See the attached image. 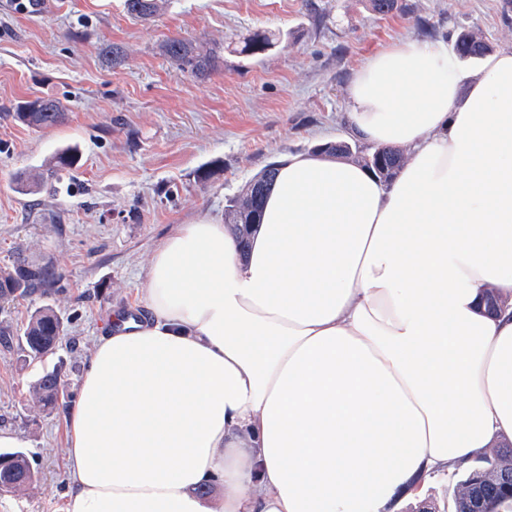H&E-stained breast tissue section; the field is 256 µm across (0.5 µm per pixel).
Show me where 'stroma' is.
<instances>
[{
    "instance_id": "stroma-1",
    "label": "stroma",
    "mask_w": 512,
    "mask_h": 512,
    "mask_svg": "<svg viewBox=\"0 0 512 512\" xmlns=\"http://www.w3.org/2000/svg\"><path fill=\"white\" fill-rule=\"evenodd\" d=\"M375 15L367 0H160L148 22L124 0H42L18 11L0 0V266L16 254L52 263L62 275L47 294L0 305V430L23 443L36 479L0 490V512H60L67 479V415L98 336L114 310L137 311L153 250L177 225L224 219L238 195L286 153L351 141L347 91L372 54L400 39L452 49L458 32L479 30L493 50L512 49V0H399ZM275 34L261 56L242 48L256 30ZM215 48L197 77L161 51L166 39ZM123 50L105 60L107 45ZM57 99L65 121L34 130L17 105ZM80 161L39 193L17 179L57 149ZM217 162L215 174L197 171ZM50 308L64 335L54 353L25 352L23 327ZM64 382L55 407L33 385L47 371Z\"/></svg>"
}]
</instances>
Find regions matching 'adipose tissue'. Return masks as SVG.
Here are the masks:
<instances>
[{"instance_id":"1","label":"adipose tissue","mask_w":512,"mask_h":512,"mask_svg":"<svg viewBox=\"0 0 512 512\" xmlns=\"http://www.w3.org/2000/svg\"><path fill=\"white\" fill-rule=\"evenodd\" d=\"M348 104L405 165L285 155L248 255L208 217L155 249L82 376L62 512H401L512 442V50L465 84L402 39Z\"/></svg>"}]
</instances>
